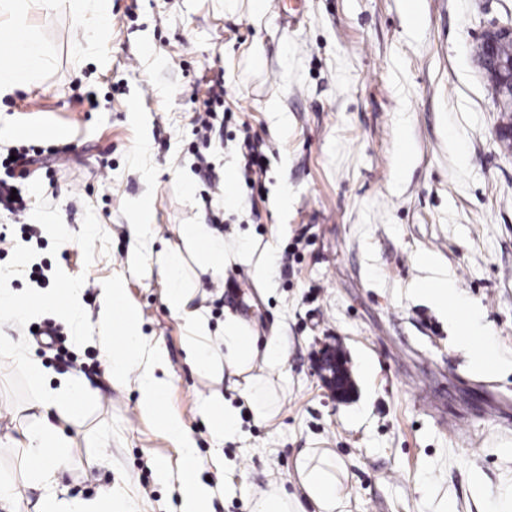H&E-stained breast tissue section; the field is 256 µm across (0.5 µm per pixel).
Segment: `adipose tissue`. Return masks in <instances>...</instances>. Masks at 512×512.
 I'll list each match as a JSON object with an SVG mask.
<instances>
[{
  "instance_id": "1",
  "label": "adipose tissue",
  "mask_w": 512,
  "mask_h": 512,
  "mask_svg": "<svg viewBox=\"0 0 512 512\" xmlns=\"http://www.w3.org/2000/svg\"><path fill=\"white\" fill-rule=\"evenodd\" d=\"M33 0H0V32L11 33L9 53L0 56V99L23 88L43 72L47 55L42 41L23 26ZM184 243L213 271L224 267V241L204 224H186L180 229ZM161 274L167 282L165 304L170 312L186 317L190 333L184 338L187 355L201 369L219 375L232 371L236 375L251 374L252 389H262L261 378L252 374L256 358H263L268 372L279 370L282 354L273 347L258 350L257 339L234 316H226L222 353L208 347L210 332L206 322L187 313L188 294L182 276L179 252L170 250L164 256ZM0 307L23 316L34 309H52L58 314L80 318L82 297L79 289H67L63 296H21L0 280ZM101 334L98 343L110 365L112 383L120 385L129 379L138 383V409L150 418L157 429L185 451L178 471L166 464L156 466L159 481L176 480L179 495L178 512H212V489L199 477L201 462L187 446L184 424L168 414L163 400L170 388L166 372L168 360L159 342L149 340L141 332L142 316L131 303L123 281L113 280L101 296L98 311ZM97 396L94 389L75 377L62 378L58 388L43 392L37 406L40 418L34 428L23 432L20 446L24 451L30 482L40 489L35 512H138L133 501L117 489H102L92 498L60 497L58 473L67 462L68 439L63 423L78 421L85 407ZM300 479V496H288L277 483L253 494L252 512H304L311 503L316 512H338L348 493V473L341 468L330 450L301 455L296 462Z\"/></svg>"
}]
</instances>
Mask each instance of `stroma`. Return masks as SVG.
I'll list each match as a JSON object with an SVG mask.
<instances>
[{
    "label": "stroma",
    "mask_w": 512,
    "mask_h": 512,
    "mask_svg": "<svg viewBox=\"0 0 512 512\" xmlns=\"http://www.w3.org/2000/svg\"><path fill=\"white\" fill-rule=\"evenodd\" d=\"M111 0L94 45L65 0H41L26 19L47 52L32 83L0 99V126L61 128L52 173L19 185L24 219L0 211V271L21 295L82 290L83 323L50 310H0V334L21 338L47 377L33 386L0 355V477L33 512L24 430L42 389L74 374L99 392L68 423L59 489L91 497L120 487L141 512H178L181 448L137 409L136 383L112 385L92 338L100 296L124 281L142 331L167 353V411L185 425L214 492L213 512H250V494L277 481L299 490L297 458L328 449L347 470L344 512H490L512 490V146L476 63L478 37L512 25V0ZM223 81L225 114L200 134L190 98ZM267 157L261 188L241 169L245 135ZM235 177L233 197L224 176ZM153 220L138 227V206ZM63 224L65 238L46 233ZM184 224L225 243L224 270L186 256L188 304L220 347L226 315L259 348L278 345L268 376L273 409L256 417L244 377L214 378L187 360L184 317L164 303L158 252L182 245ZM431 257L422 264L420 255ZM452 279L475 324L499 351L475 360L446 311L419 290ZM53 325L68 356L31 327ZM342 347L354 389L332 398L315 368ZM220 391L238 412L234 434L212 435L203 403Z\"/></svg>",
    "instance_id": "1"
}]
</instances>
